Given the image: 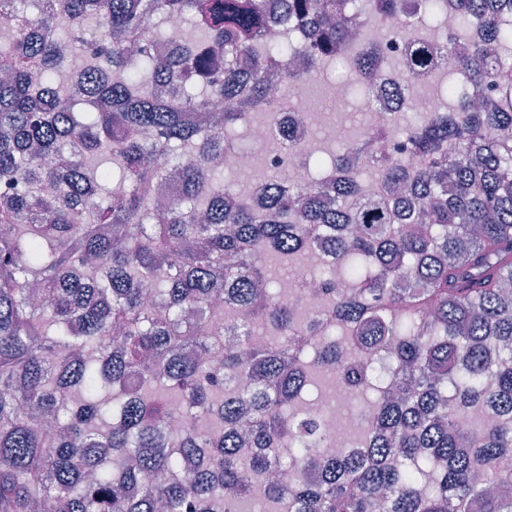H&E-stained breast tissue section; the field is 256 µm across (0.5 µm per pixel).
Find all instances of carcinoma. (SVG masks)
Segmentation results:
<instances>
[{
  "label": "carcinoma",
  "mask_w": 512,
  "mask_h": 512,
  "mask_svg": "<svg viewBox=\"0 0 512 512\" xmlns=\"http://www.w3.org/2000/svg\"><path fill=\"white\" fill-rule=\"evenodd\" d=\"M280 2L0 0V512H512V0ZM188 14L154 55V19ZM367 28L404 44L401 111L442 70L490 96L383 112L255 210L223 185L226 131L262 112L300 164L270 86L356 40L377 83ZM397 131L405 155L368 150ZM161 156L185 183L165 202ZM327 245L317 314L272 291L266 252ZM315 372L373 406L359 446L330 456L291 413ZM167 38L157 42L154 45V50L163 55L171 54L173 49L181 41L191 38L190 32L186 31L180 21L172 20L168 23L166 30Z\"/></svg>",
  "instance_id": "1"
}]
</instances>
